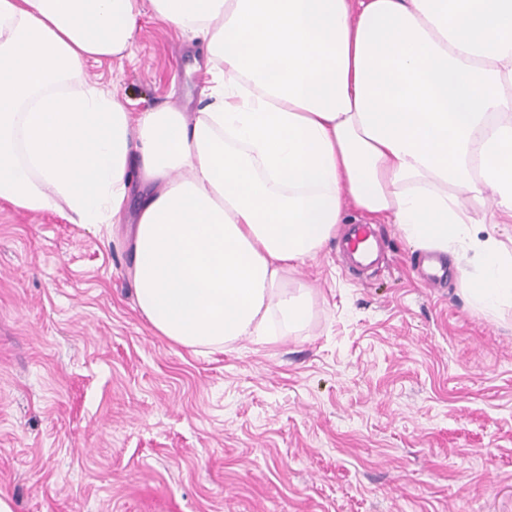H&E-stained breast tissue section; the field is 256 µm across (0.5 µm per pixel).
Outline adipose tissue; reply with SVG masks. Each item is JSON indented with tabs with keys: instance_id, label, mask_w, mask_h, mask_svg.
I'll list each match as a JSON object with an SVG mask.
<instances>
[{
	"instance_id": "obj_1",
	"label": "adipose tissue",
	"mask_w": 512,
	"mask_h": 512,
	"mask_svg": "<svg viewBox=\"0 0 512 512\" xmlns=\"http://www.w3.org/2000/svg\"><path fill=\"white\" fill-rule=\"evenodd\" d=\"M151 13L203 38L207 101L131 116L85 76ZM0 198L127 223L137 306L192 351L303 326L346 207L512 307V0H0Z\"/></svg>"
}]
</instances>
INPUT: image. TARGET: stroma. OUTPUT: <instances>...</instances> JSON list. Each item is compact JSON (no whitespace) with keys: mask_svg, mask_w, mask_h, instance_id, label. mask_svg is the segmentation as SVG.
Wrapping results in <instances>:
<instances>
[{"mask_svg":"<svg viewBox=\"0 0 512 512\" xmlns=\"http://www.w3.org/2000/svg\"><path fill=\"white\" fill-rule=\"evenodd\" d=\"M203 42L138 18L87 77L132 114L201 108ZM378 266L329 242L286 285L309 323L208 354L140 314L123 226L0 199V495L14 512H512V309L376 220Z\"/></svg>","mask_w":512,"mask_h":512,"instance_id":"35a3bbf8","label":"stroma"}]
</instances>
